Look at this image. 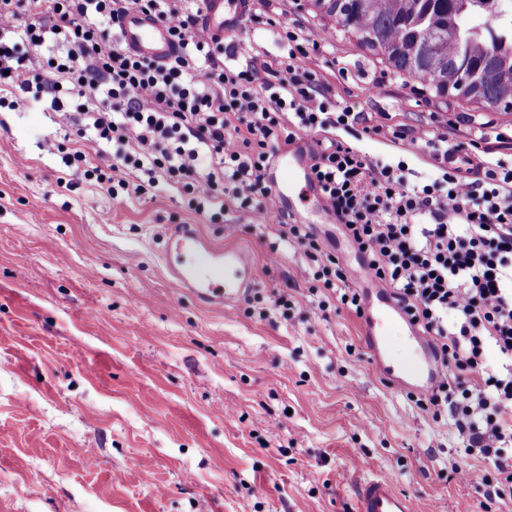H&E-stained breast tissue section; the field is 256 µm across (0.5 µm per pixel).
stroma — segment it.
<instances>
[{"label":"stroma","mask_w":512,"mask_h":512,"mask_svg":"<svg viewBox=\"0 0 512 512\" xmlns=\"http://www.w3.org/2000/svg\"><path fill=\"white\" fill-rule=\"evenodd\" d=\"M297 28L331 101L358 115L334 138L371 159L442 175L427 148L367 134L377 124L461 145L486 119L512 135V111L389 74L310 0H254L232 40L273 66ZM82 144L0 81V512H352L372 473L417 512H512L484 501L492 466L375 368L361 317L312 303L304 246L236 207L210 223L163 183L111 197L65 165ZM170 224L250 251V291L209 308L179 288L161 257Z\"/></svg>","instance_id":"1"}]
</instances>
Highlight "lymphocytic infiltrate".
Segmentation results:
<instances>
[{"label":"lymphocytic infiltrate","mask_w":512,"mask_h":512,"mask_svg":"<svg viewBox=\"0 0 512 512\" xmlns=\"http://www.w3.org/2000/svg\"><path fill=\"white\" fill-rule=\"evenodd\" d=\"M203 0H0V79L73 108L85 149L67 159L83 179L109 194H145L159 183L186 185L212 219L229 206L259 224H280L289 242L306 246L300 269L311 293L332 292L341 307L362 313L363 297L339 259L325 253L309 225L276 211L266 171L282 147L316 135L310 173L326 208L363 256L371 280L390 288L410 322L432 336L451 374L420 398L433 418L449 416L466 455L492 462L487 500L512 499V168L492 160L482 130L477 177L447 167V144L428 126H373L393 143L429 147L441 180L411 182L404 166H382L329 137L349 112H330L310 66L304 32H287L278 67L228 64L236 44L197 27ZM132 12L169 27L175 53L155 63L112 37ZM19 32L18 41L5 40ZM48 51L46 68L27 69L28 55ZM110 153L127 180L114 183L90 155ZM495 351L500 366L487 363Z\"/></svg>","instance_id":"lymphocytic-infiltrate-1"}]
</instances>
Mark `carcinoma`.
Wrapping results in <instances>:
<instances>
[{
    "instance_id": "carcinoma-1",
    "label": "carcinoma",
    "mask_w": 512,
    "mask_h": 512,
    "mask_svg": "<svg viewBox=\"0 0 512 512\" xmlns=\"http://www.w3.org/2000/svg\"><path fill=\"white\" fill-rule=\"evenodd\" d=\"M393 72L488 110L512 103V0H313ZM479 83L458 88L462 75Z\"/></svg>"
}]
</instances>
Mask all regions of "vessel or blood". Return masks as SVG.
Returning <instances> with one entry per match:
<instances>
[{"mask_svg": "<svg viewBox=\"0 0 512 512\" xmlns=\"http://www.w3.org/2000/svg\"><path fill=\"white\" fill-rule=\"evenodd\" d=\"M253 0H205L200 25L209 37L221 38L236 31L250 13ZM120 43L155 61L169 60L173 48L166 25L152 17L130 14L120 25ZM279 200V210L295 212L296 201L313 192L310 160L300 153L279 152L267 172ZM163 263L176 284L205 306L221 307L241 299L252 287L254 263L238 246H216L195 225L175 224L165 235ZM399 303L377 288L365 291L363 332L377 365L386 366L393 384L421 394L442 378L430 341L416 328ZM403 332L410 353L399 365H386L396 332ZM354 512H414L411 497L382 476L363 477L355 483Z\"/></svg>", "mask_w": 512, "mask_h": 512, "instance_id": "b4317fda", "label": "vessel or blood"}]
</instances>
